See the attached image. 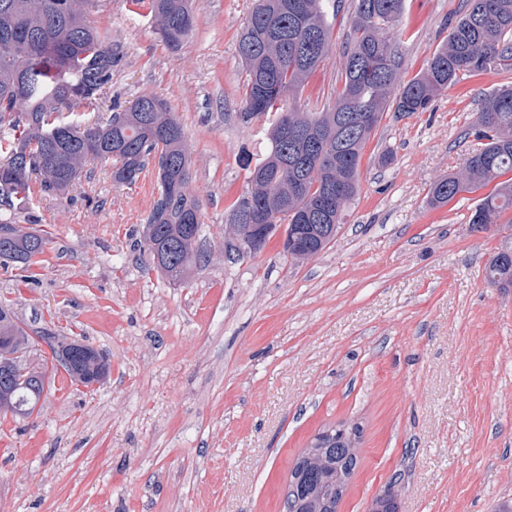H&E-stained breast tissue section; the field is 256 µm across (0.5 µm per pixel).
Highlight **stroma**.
I'll list each match as a JSON object with an SVG mask.
<instances>
[{
    "label": "stroma",
    "instance_id": "obj_1",
    "mask_svg": "<svg viewBox=\"0 0 512 512\" xmlns=\"http://www.w3.org/2000/svg\"><path fill=\"white\" fill-rule=\"evenodd\" d=\"M253 0H200L179 50L142 0H103L97 24L123 54L112 94L167 100L185 131L190 193L203 204L206 267L172 283L137 245L157 167L118 184L87 162L64 192L36 191L21 230L49 240L28 265L0 264V303L36 330L110 363L94 387L48 379L38 414L0 417V512H280L296 458L341 422L361 459L339 512H369L389 483L400 512H496L512 500V288L484 269L512 220L470 219L485 190L428 203L431 185L484 145V101L512 69L460 76L428 109L385 112L335 242L300 263L274 236L230 259V205L249 189L236 40ZM466 0H405L387 32L407 81L448 38ZM352 9L329 16L328 58L296 104L321 111L340 88Z\"/></svg>",
    "mask_w": 512,
    "mask_h": 512
}]
</instances>
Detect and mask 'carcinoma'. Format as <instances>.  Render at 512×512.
Returning <instances> with one entry per match:
<instances>
[{"instance_id": "cac0c4a2", "label": "carcinoma", "mask_w": 512, "mask_h": 512, "mask_svg": "<svg viewBox=\"0 0 512 512\" xmlns=\"http://www.w3.org/2000/svg\"><path fill=\"white\" fill-rule=\"evenodd\" d=\"M404 0H352L351 34L344 53L342 86L320 112H305L287 98L327 59L331 34L324 0H255L238 41L245 65L244 118H270L259 157L244 150L239 161L250 189L235 200L229 224H286L284 252L294 261L325 250L343 224L359 186L363 151L387 110L422 112L461 74L490 66L512 68V0H467L466 13L424 69L397 84L402 54L384 36L402 15ZM101 0H0V211L31 209L32 175L44 191L66 188L81 177L87 160L112 165V179L131 183L154 158L159 197L142 225L140 247L173 282L185 280L199 260L202 205L187 191L190 156L181 123L168 103L141 95L105 122L79 119L112 93V68L120 61L112 34L93 16ZM197 0H148L162 40L179 48L194 25ZM480 134L488 139L466 167L435 181L430 203L440 207L462 191L495 183L472 223L486 230L512 210V86L486 98ZM46 239L18 229L0 241V262L27 264L43 253ZM486 282L512 288V243L505 241L485 267ZM52 351L51 365L23 364L13 376L15 354L36 340ZM61 366L86 384L109 373L106 357L89 345L66 343L49 332L31 336L14 312L0 306V413L28 418L46 379ZM343 425L317 433L297 458L283 512H336L359 460L348 447ZM398 494L382 493L370 512H398Z\"/></svg>"}]
</instances>
